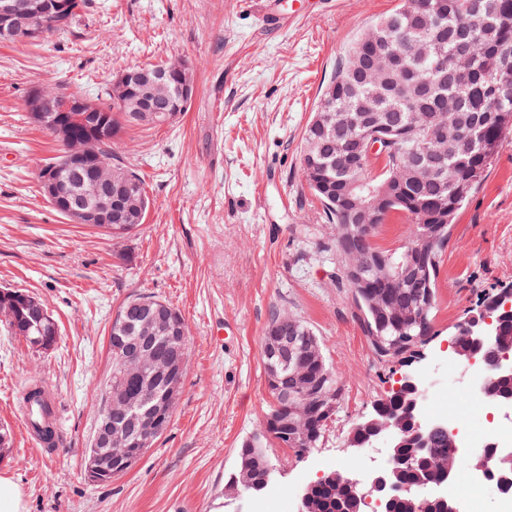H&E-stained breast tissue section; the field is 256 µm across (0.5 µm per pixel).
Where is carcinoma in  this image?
Wrapping results in <instances>:
<instances>
[{
	"label": "carcinoma",
	"instance_id": "cac0c4a2",
	"mask_svg": "<svg viewBox=\"0 0 512 512\" xmlns=\"http://www.w3.org/2000/svg\"><path fill=\"white\" fill-rule=\"evenodd\" d=\"M445 10L442 22L425 29L419 17L420 4L414 0H401L390 14L373 22L369 35L373 48L401 55L407 66L430 83L429 94L415 98L416 90L403 83L396 70L379 77L375 83L362 82L355 71L356 45H351L345 64L325 86L320 101L329 103L331 122L326 132L318 131V119L324 115L321 104L307 124L303 137L302 174L309 190L321 202L330 223L341 227L349 223L344 205L336 198L337 187L344 181L358 182L376 194L384 192L395 182L397 188L385 204L379 223L363 232L356 242L362 263L382 260L392 271L413 258L410 247L437 226L453 223L457 213L469 196L485 178L494 156L503 146L506 136L512 133V97L496 98L493 83L501 77L500 64L506 59L512 63V0H437ZM88 0H72V9L66 22L55 28L66 32L87 9ZM425 42L430 54L418 57L409 53V44ZM458 55L470 59L468 70L459 72L452 66ZM167 71V91L159 101L163 110L183 112L188 100L182 95V85L187 72L181 70L178 61L164 64ZM140 93L131 85L121 100L113 97L111 87H106L100 98L93 101L98 108L86 123L76 125L72 132L82 141H89L102 158L112 160V138L131 124L127 109ZM455 98L457 120L466 129V135L448 141L445 150L437 157V171L427 179L414 181L399 169L395 155L389 154L379 163H367L362 142L376 134L393 140L399 150L419 148V134L431 127L440 117L442 106L448 97ZM354 117L365 124L363 128L349 131L345 123ZM345 153L360 158L359 165L347 170L336 154V146ZM44 169L61 177L62 184L77 190V185L89 177L88 172L63 165V157L50 159ZM112 171L131 177L137 187L142 212H147L150 200L143 182L135 171L115 165ZM401 214L411 224L409 242L394 251H381L373 238L380 225L394 214ZM447 237L440 236L436 247L419 257L421 278L401 285L396 278L381 281L367 274L363 281L350 283L357 306V320L370 344L374 356L381 362H395L398 357L412 354L423 346L426 339L438 335L434 323L437 301V281L440 258ZM16 297L10 331L32 348L39 339L56 340V323L37 324L33 313L22 297L25 293L14 290ZM387 301L383 311L372 308L376 296ZM430 302L420 321L408 329L403 328L399 314L417 307L424 297ZM153 297H137L127 301L112 322L109 336L112 351L111 382L120 386L130 403V413L142 414L157 404L162 388L149 392L142 379L130 376L119 379L117 371L118 351L139 338L138 325L133 313L142 304L155 303ZM174 327L179 336H167L153 341L159 350L177 348L187 356L188 336L185 319L179 310L168 306ZM289 332L300 338L303 344L321 343L313 328L295 317L291 325L282 322V314L275 313L266 328L262 342L281 332ZM281 385L288 388L283 397L270 391L272 402L256 433L244 440L238 450V460L247 461L254 483L266 492L278 468L288 463V458H278L266 449L268 442L286 448L299 455L319 445L327 427L333 421L342 399V388L336 372L324 352L305 361L302 373L281 374ZM320 383L321 394L305 395L312 382ZM410 394L401 388L376 401L384 415L400 413ZM448 437L436 435L428 459L401 466L398 480L411 483L423 473L435 472L437 461L449 458ZM302 512H367V506L359 501L356 493L336 480L326 477L315 480L308 489L307 502Z\"/></svg>",
	"mask_w": 512,
	"mask_h": 512
}]
</instances>
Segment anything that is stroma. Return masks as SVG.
<instances>
[{
  "label": "stroma",
  "instance_id": "1",
  "mask_svg": "<svg viewBox=\"0 0 512 512\" xmlns=\"http://www.w3.org/2000/svg\"><path fill=\"white\" fill-rule=\"evenodd\" d=\"M398 0H89L67 32L41 43L0 41V288L45 300L58 326L47 352L0 321V472L25 491L26 512H229L238 449L271 400L261 338L273 311L315 330L342 387L321 444L287 456L268 512L324 473L355 471L353 422L396 385L356 318L336 234L302 177L303 134L356 36ZM286 24L264 27L267 7ZM181 59L195 93L162 126H128L112 146L135 169L150 208L115 237L74 224L45 198L39 171L58 146L32 122L29 94L62 88L88 99L134 65ZM438 340L421 370L439 375L455 324L512 288V136L451 226L439 267ZM150 295L189 327L185 383L170 425L111 483L90 481L85 457L112 372L109 334L121 306ZM47 382L63 442H29L18 393Z\"/></svg>",
  "mask_w": 512,
  "mask_h": 512
}]
</instances>
